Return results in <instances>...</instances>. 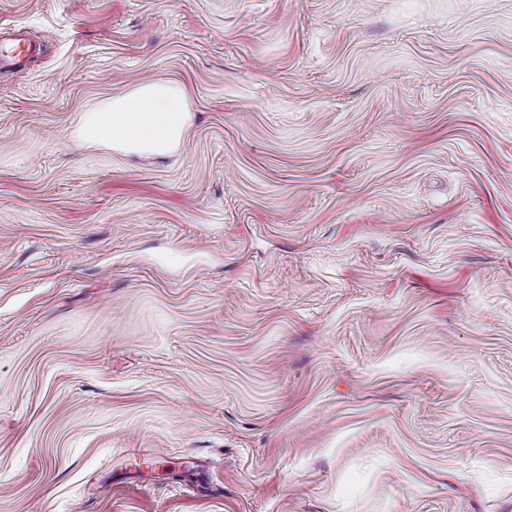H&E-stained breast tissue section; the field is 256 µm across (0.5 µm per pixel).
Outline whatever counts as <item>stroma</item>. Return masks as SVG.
Returning <instances> with one entry per match:
<instances>
[{"label":"stroma","mask_w":512,"mask_h":512,"mask_svg":"<svg viewBox=\"0 0 512 512\" xmlns=\"http://www.w3.org/2000/svg\"><path fill=\"white\" fill-rule=\"evenodd\" d=\"M0 512H512V0H0ZM157 158L81 144L142 81ZM8 30L0 32V72L26 71L31 60L41 52L43 43L31 38L27 31ZM189 120L184 93L152 83L87 113L79 139L123 153L164 157L180 144Z\"/></svg>","instance_id":"stroma-1"}]
</instances>
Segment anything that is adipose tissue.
<instances>
[{"label": "adipose tissue", "instance_id": "1", "mask_svg": "<svg viewBox=\"0 0 512 512\" xmlns=\"http://www.w3.org/2000/svg\"><path fill=\"white\" fill-rule=\"evenodd\" d=\"M189 120L184 93L153 83L87 113L80 140L123 153L163 157L180 144Z\"/></svg>", "mask_w": 512, "mask_h": 512}]
</instances>
